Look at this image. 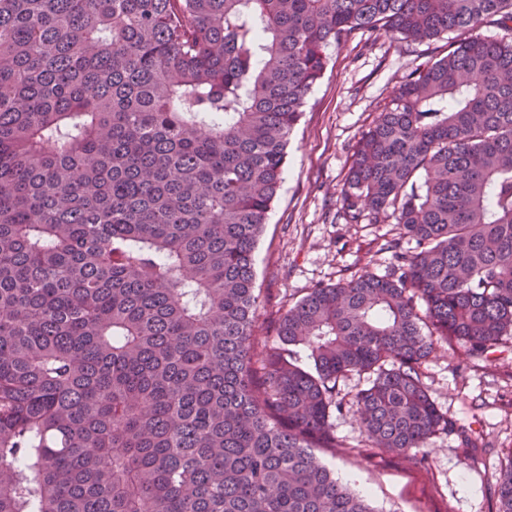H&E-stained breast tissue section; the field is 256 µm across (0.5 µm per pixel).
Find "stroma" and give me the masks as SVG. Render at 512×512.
Listing matches in <instances>:
<instances>
[{"label": "stroma", "mask_w": 512, "mask_h": 512, "mask_svg": "<svg viewBox=\"0 0 512 512\" xmlns=\"http://www.w3.org/2000/svg\"><path fill=\"white\" fill-rule=\"evenodd\" d=\"M447 52L444 38L410 43L381 31L355 33L328 49L256 249L259 335H271L278 309L308 288L384 273L391 261L386 241L412 247L394 219L345 223L340 191L357 142L391 93L408 73ZM425 383L455 433L437 434L417 455H398L366 447L358 421L346 412L334 421L342 446L319 449V457L336 473L355 472L380 512H496L493 487L512 464V337H504L491 361L438 343L425 363ZM462 431L478 434L482 447H462Z\"/></svg>", "instance_id": "stroma-1"}]
</instances>
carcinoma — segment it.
Masks as SVG:
<instances>
[{"instance_id":"obj_1","label":"carcinoma","mask_w":512,"mask_h":512,"mask_svg":"<svg viewBox=\"0 0 512 512\" xmlns=\"http://www.w3.org/2000/svg\"><path fill=\"white\" fill-rule=\"evenodd\" d=\"M512 0H0V512H379L316 454L338 382L371 448L454 423L435 344L512 335ZM448 54L355 148L383 275L288 303L258 350L254 252L290 135L356 32ZM308 352L309 363L296 357ZM512 512V465L495 485Z\"/></svg>"}]
</instances>
